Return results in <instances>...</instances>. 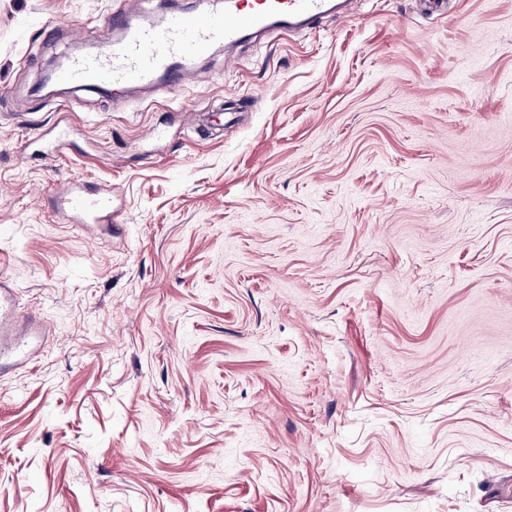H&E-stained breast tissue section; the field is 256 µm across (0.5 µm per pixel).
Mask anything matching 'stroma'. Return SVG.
Returning a JSON list of instances; mask_svg holds the SVG:
<instances>
[{
	"label": "stroma",
	"mask_w": 512,
	"mask_h": 512,
	"mask_svg": "<svg viewBox=\"0 0 512 512\" xmlns=\"http://www.w3.org/2000/svg\"><path fill=\"white\" fill-rule=\"evenodd\" d=\"M126 3L0 0V280L47 336L0 373V512H512V0L37 92ZM55 128L46 130L42 134L27 138L23 140L19 145V153L21 156L26 154L38 153L42 155L46 160L54 161L61 156L60 152L67 148L71 143V137L73 136L72 129H60L53 133ZM51 137L53 142L48 139ZM53 143V144H51ZM60 211L67 219L79 224H111L112 190L102 188L89 192L80 182H72L58 196Z\"/></svg>",
	"instance_id": "stroma-1"
}]
</instances>
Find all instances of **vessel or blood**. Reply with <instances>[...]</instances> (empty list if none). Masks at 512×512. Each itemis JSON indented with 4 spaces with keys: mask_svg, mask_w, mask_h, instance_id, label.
<instances>
[{
    "mask_svg": "<svg viewBox=\"0 0 512 512\" xmlns=\"http://www.w3.org/2000/svg\"><path fill=\"white\" fill-rule=\"evenodd\" d=\"M336 0H225L203 13L180 12L160 23L143 21L139 10L111 18L112 41L96 53L73 57L58 72L63 85L122 92L137 85L172 94L192 84L199 61L215 47L241 42L251 31L293 30L335 11ZM72 130L23 140L20 154H40L52 161L71 143ZM61 212L79 224L112 221V191L91 192L74 182L59 195ZM35 331L21 321L14 291L0 283V367L5 362L29 365L37 360Z\"/></svg>",
    "mask_w": 512,
    "mask_h": 512,
    "instance_id": "vessel-or-blood-1",
    "label": "vessel or blood"
}]
</instances>
